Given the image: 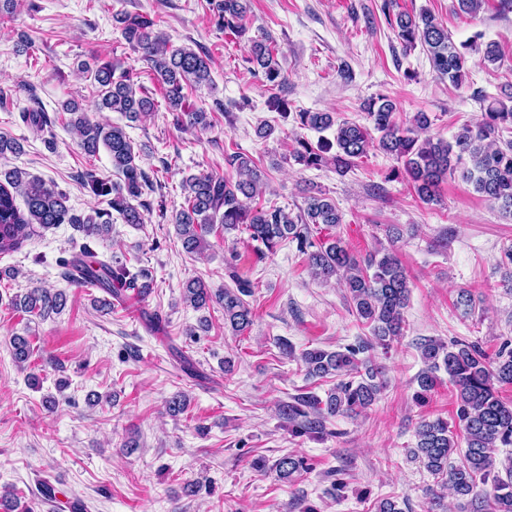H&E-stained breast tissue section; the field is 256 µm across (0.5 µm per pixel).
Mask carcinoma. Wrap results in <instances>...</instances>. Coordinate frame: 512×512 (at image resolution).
<instances>
[{
  "label": "carcinoma",
  "mask_w": 512,
  "mask_h": 512,
  "mask_svg": "<svg viewBox=\"0 0 512 512\" xmlns=\"http://www.w3.org/2000/svg\"><path fill=\"white\" fill-rule=\"evenodd\" d=\"M250 0H210L209 6L224 29L242 36ZM125 40L141 53V58L162 84L171 111L183 126L211 127L208 113L185 109L184 89L195 84H211L210 58L190 47H173L169 37L158 30L148 15L124 14L117 18ZM397 38L407 48L424 46L432 71L455 85L466 74V50L482 54L488 64L501 60L498 45L477 42L456 45L444 29L426 11L419 15L399 13L388 21ZM247 62L253 71L262 74L271 88L286 82L275 48L268 40H255ZM99 85V112H120L131 121H138L154 111L155 102L134 81L131 69L118 62H103L92 70ZM271 109L282 117H293L300 129L313 130L321 137L313 144L295 137L294 161L306 168L319 169L334 165L344 172L368 153L373 144L392 156L401 167L392 177L404 175L420 200L437 199L440 186L455 172L474 186L486 201L512 216V105L494 98L472 125L462 127L450 142L442 138L419 139L418 131L431 126L427 113L417 112L410 124L395 120V105L385 96L370 100L364 106L365 122L336 120L329 112L300 111L290 113L288 100L277 95L269 100ZM70 115L68 126L78 139L81 150L89 157L105 149L112 168L122 181L108 184L90 176L87 186L96 196L110 197L109 206L127 224L144 223L143 212L151 210V201L143 198L145 190L153 189L152 181L137 164V152L123 127L94 122L74 102L64 104ZM332 131V137L323 136ZM235 176L209 173L192 174L183 179L184 205L175 214L174 224L183 249L200 253L210 247L207 236L219 224L226 230L242 226L250 238L272 253L283 242L296 244L298 253L306 256L311 277L319 282L333 278L343 281L352 310L368 325L372 340L340 350H307L302 354L309 378L340 377L327 393L326 400L316 396H298L283 406L282 413L296 423L295 433H319L329 417H351L378 401L384 382L381 371L371 361L357 355L376 346L388 349L404 335V310L410 297V281L398 255L383 248L359 259L344 245L341 238L328 234L313 239L311 226L333 229L342 223V213L323 191L315 189L306 197L305 208L293 214L281 207L255 208L250 201L260 195L264 185L262 171L249 155L237 151L225 157ZM22 198L24 206L17 204ZM71 224L87 237L105 236L112 224L106 213L81 217L72 212L69 196L56 186L16 168L0 170V254L16 252L34 227L47 228ZM235 287L212 289L201 278H191L183 286L184 303L200 311L216 304L224 310V326L238 334L246 331L254 319V311L245 297L251 295L252 284L233 278ZM77 282L86 287L101 288L119 296L123 290H134L145 297L151 293L153 280L144 270L133 272L121 264L107 261L83 262ZM64 295L45 288H30L15 294L9 304L27 314L46 318L64 305ZM12 355L19 364L28 362L31 345L28 338L15 336ZM425 368L417 376L415 399L426 402L435 390L438 372L448 373L456 390V417L461 433L455 434L442 418L422 420L417 428L413 456L432 475L440 478L439 486L448 488L459 498L471 497L475 512H512V460H506L505 476L494 474L498 449L512 445V403L503 401L497 386L512 384V348L504 343L498 352L496 366H491L481 347L464 340L444 343L427 339L420 344ZM464 442L466 448L459 447ZM458 460H452L453 454ZM303 467V461L289 454L278 460L275 470L281 478H291ZM493 482V492L478 496L479 484Z\"/></svg>",
  "instance_id": "carcinoma-1"
}]
</instances>
